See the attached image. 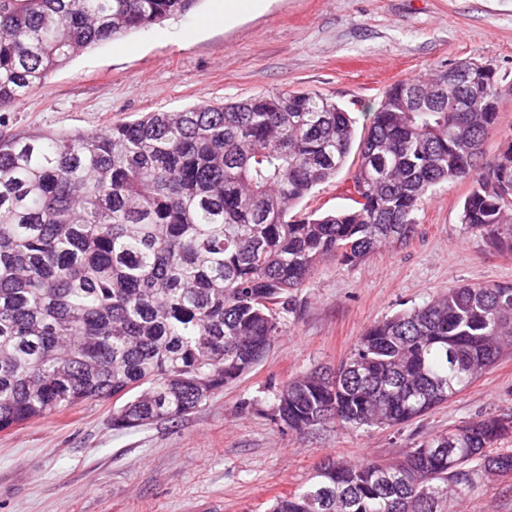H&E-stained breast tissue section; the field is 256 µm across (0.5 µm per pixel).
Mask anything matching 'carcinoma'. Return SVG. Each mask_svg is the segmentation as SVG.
<instances>
[{
    "mask_svg": "<svg viewBox=\"0 0 512 512\" xmlns=\"http://www.w3.org/2000/svg\"><path fill=\"white\" fill-rule=\"evenodd\" d=\"M198 0H0V112L84 49L191 12ZM490 63L393 84L371 114L353 204L297 211L354 143L347 112L310 92L148 112L95 131L0 133V431L112 400V427L176 420L258 365L316 263L407 241L437 186L470 180L461 222L512 251V141ZM512 342V284H468L371 326L334 371L275 393L303 432L407 424L462 391ZM512 433L494 416L390 462H320L270 512H444Z\"/></svg>",
    "mask_w": 512,
    "mask_h": 512,
    "instance_id": "carcinoma-1",
    "label": "carcinoma"
}]
</instances>
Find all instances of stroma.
Instances as JSON below:
<instances>
[{"instance_id":"obj_1","label":"stroma","mask_w":512,"mask_h":512,"mask_svg":"<svg viewBox=\"0 0 512 512\" xmlns=\"http://www.w3.org/2000/svg\"><path fill=\"white\" fill-rule=\"evenodd\" d=\"M464 60L496 70L488 163L512 139V0H259L230 18L224 0H199L185 16L79 53L6 113L5 129L90 131L288 89L336 102L361 135L392 84ZM356 164L349 158L301 209L349 207ZM471 189L468 180L438 186L404 245L354 266L321 259L263 361L193 413L119 431L111 401H89L0 432V512H267L324 460L386 461L465 422L512 419V350L402 426L328 421L298 433L272 419L276 387L336 368L375 323L457 284L512 283V252L460 220ZM448 512H512V474L482 479Z\"/></svg>"}]
</instances>
